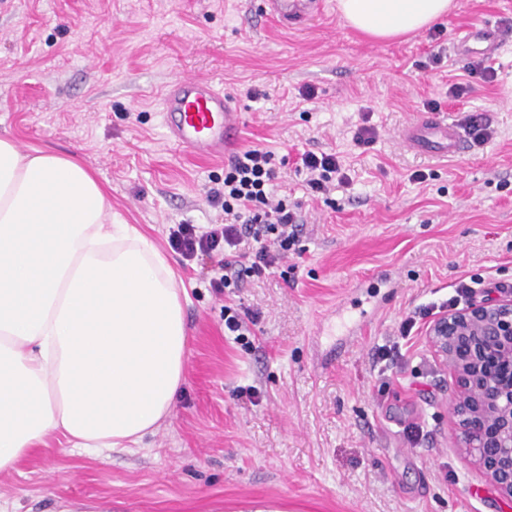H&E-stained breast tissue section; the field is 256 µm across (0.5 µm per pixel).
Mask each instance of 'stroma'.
I'll return each instance as SVG.
<instances>
[{"label":"stroma","instance_id":"1","mask_svg":"<svg viewBox=\"0 0 512 512\" xmlns=\"http://www.w3.org/2000/svg\"><path fill=\"white\" fill-rule=\"evenodd\" d=\"M455 3L437 25L379 41L336 0L288 29L264 0H0V138L93 172L113 211L166 251L189 336L184 389L140 447L88 453L49 435L0 474L1 499L16 512H512L462 457L428 318L373 360L459 282L471 302L512 297V0ZM482 21L504 36L484 60L490 80L454 48ZM184 76L223 88L243 146L284 158L278 192L304 218L288 277L224 295L214 261L169 251V227L223 216L206 200L223 160L166 144L161 94ZM434 108L458 125L485 113L484 141L455 159L409 150L405 127ZM363 126L374 141L358 140ZM306 151L336 154L346 182L311 195ZM228 306L257 313L246 342L225 335Z\"/></svg>","mask_w":512,"mask_h":512}]
</instances>
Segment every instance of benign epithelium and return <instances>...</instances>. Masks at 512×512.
I'll return each instance as SVG.
<instances>
[{"instance_id":"1","label":"benign epithelium","mask_w":512,"mask_h":512,"mask_svg":"<svg viewBox=\"0 0 512 512\" xmlns=\"http://www.w3.org/2000/svg\"><path fill=\"white\" fill-rule=\"evenodd\" d=\"M428 342L455 377L464 453L512 502V299L438 316Z\"/></svg>"}]
</instances>
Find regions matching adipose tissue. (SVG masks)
Returning a JSON list of instances; mask_svg holds the SVG:
<instances>
[{"label":"adipose tissue","mask_w":512,"mask_h":512,"mask_svg":"<svg viewBox=\"0 0 512 512\" xmlns=\"http://www.w3.org/2000/svg\"><path fill=\"white\" fill-rule=\"evenodd\" d=\"M451 6L337 0L377 40L437 24ZM187 299L79 161L0 138V473L54 432L86 451L153 433L184 382Z\"/></svg>","instance_id":"1"}]
</instances>
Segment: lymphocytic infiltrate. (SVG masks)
<instances>
[{
    "mask_svg": "<svg viewBox=\"0 0 512 512\" xmlns=\"http://www.w3.org/2000/svg\"><path fill=\"white\" fill-rule=\"evenodd\" d=\"M275 158L271 151L249 147L224 168L223 189L210 190L211 203L221 204L222 222L207 229L192 224L171 227L168 243L185 260H216L218 289L241 287L244 278L261 277L295 251L302 220L287 200L273 190Z\"/></svg>",
    "mask_w": 512,
    "mask_h": 512,
    "instance_id": "obj_1",
    "label": "lymphocytic infiltrate"
}]
</instances>
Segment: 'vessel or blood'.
Instances as JSON below:
<instances>
[{
    "instance_id": "obj_1",
    "label": "vessel or blood",
    "mask_w": 512,
    "mask_h": 512,
    "mask_svg": "<svg viewBox=\"0 0 512 512\" xmlns=\"http://www.w3.org/2000/svg\"><path fill=\"white\" fill-rule=\"evenodd\" d=\"M268 15L280 25L308 20L321 11L320 0H265ZM459 55H491L501 42L490 26H473L455 37ZM162 120L169 145L176 151L200 157H221L241 140V114L223 90L209 79L179 78L162 97ZM411 150L424 155L454 158L464 155L468 144L460 130L441 114L423 115L408 124L403 135Z\"/></svg>"
}]
</instances>
